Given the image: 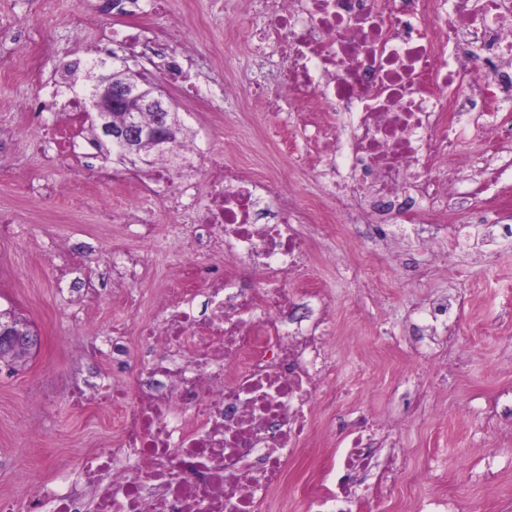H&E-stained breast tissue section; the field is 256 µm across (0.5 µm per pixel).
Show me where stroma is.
<instances>
[{"instance_id": "stroma-1", "label": "stroma", "mask_w": 512, "mask_h": 512, "mask_svg": "<svg viewBox=\"0 0 512 512\" xmlns=\"http://www.w3.org/2000/svg\"><path fill=\"white\" fill-rule=\"evenodd\" d=\"M208 15L207 37L189 38L196 58L212 57L216 46L231 40L233 48L209 72L213 82L232 76L238 83L234 95L195 108L181 100V91L162 73L148 71L179 112L189 138L209 143L227 163L250 162L260 169H278L295 178L304 201L320 200L322 179L315 162L292 173L291 160L303 155L302 139L288 145L270 141L264 134L270 117L252 102L254 78L277 87L282 65L272 56L257 67L250 50V35L263 24L252 13L249 0L238 4L240 22L233 36L224 32V14L210 8L209 0H194ZM95 16L92 28L79 24L77 13ZM0 19H8L30 34V51L18 56L12 45L0 46V211L16 216L10 235L0 236V308L25 317L40 337L38 348L25 365L0 363V494L23 497L22 472L36 473L42 481L57 482L65 469L74 468L100 439L112 433L111 424L90 421L76 414L68 402L74 378L98 369L85 347L100 340L112 320L136 321L154 314V290L172 275L182 260L160 212L147 209L146 220L156 222L154 239L140 242L152 273L133 281L112 279L106 268L114 250L131 245V238L94 237V218L100 205L110 202L111 186L99 184L84 194L80 176L91 164L110 171H125L118 157L89 158L82 152L90 142L82 112L68 104L72 91L86 83V73L98 55L96 48L109 39L116 24L132 22L121 13H99L98 0H0ZM51 52H41L42 43ZM58 88L59 96L45 112L30 106L44 89ZM222 118L221 129L211 124ZM73 137L75 151L42 168L26 143L43 134ZM33 180L53 189L50 207L54 223L46 224L31 213L32 202L17 197L14 185ZM464 245L451 247L456 266L448 274L441 256L421 242L391 241L375 264L379 287L362 288L363 270L355 264L358 243L339 235L316 241L314 273L336 313L342 344L338 349V386L348 393L350 407L391 423L394 435L411 451L402 469L414 475L410 490L371 503L369 512H421L423 501L438 492L464 487L471 499L485 502L488 512H498L500 499H512V213L497 224H470ZM88 243L78 271L57 267L55 254L64 243ZM429 275L417 288L405 281L415 270ZM140 296L138 311L125 309L120 297ZM454 295L464 303L455 307L452 332L437 329L431 340L415 344L413 324L428 302ZM469 352L464 374L440 380L432 371L412 366L413 353L431 357L448 353L449 340ZM426 391L433 413L409 417L405 393ZM495 481H487L489 471Z\"/></svg>"}]
</instances>
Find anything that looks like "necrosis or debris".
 <instances>
[{
	"label": "necrosis or debris",
	"mask_w": 512,
	"mask_h": 512,
	"mask_svg": "<svg viewBox=\"0 0 512 512\" xmlns=\"http://www.w3.org/2000/svg\"><path fill=\"white\" fill-rule=\"evenodd\" d=\"M267 24L260 58L280 44L288 64L268 114L286 107L323 112L314 128L328 151L321 165L342 237L356 225L384 224L405 235L424 226L427 241L460 238L458 224L435 214L463 204L446 171L472 165L459 146L473 139L477 114L496 115L489 152L512 145V0H261ZM116 42L141 44L172 83L188 51L141 42L116 30ZM185 168L208 161L207 182L173 179L157 166L120 210L132 237L155 233L141 217L162 208L178 255L188 257L159 316L116 319L101 360L122 365L130 382L112 388L80 379L71 406L110 418L112 443L80 461L81 480H26L25 499L0 498V512H366L393 491L408 449L382 455L381 434L358 416L337 463L309 492L288 474L320 422H334L336 317L312 281L322 212L290 196L281 176L250 165L225 166L210 145L189 144Z\"/></svg>",
	"instance_id": "necrosis-or-debris-1"
}]
</instances>
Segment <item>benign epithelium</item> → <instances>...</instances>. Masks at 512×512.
<instances>
[{"label": "benign epithelium", "instance_id": "1", "mask_svg": "<svg viewBox=\"0 0 512 512\" xmlns=\"http://www.w3.org/2000/svg\"><path fill=\"white\" fill-rule=\"evenodd\" d=\"M123 71L125 76L120 80L112 79L110 74L94 78L87 97L86 117L95 121L100 144H112L123 159L134 156L142 158L141 145L147 141L161 153L167 137L158 135L150 127L139 125L136 113L152 112L157 123L170 129L180 124L178 112L141 71L127 65L123 66ZM118 109L124 112V116L116 122L112 112ZM37 344L38 337L16 331L13 320L0 323V360L10 362L16 352L25 358Z\"/></svg>", "mask_w": 512, "mask_h": 512}]
</instances>
